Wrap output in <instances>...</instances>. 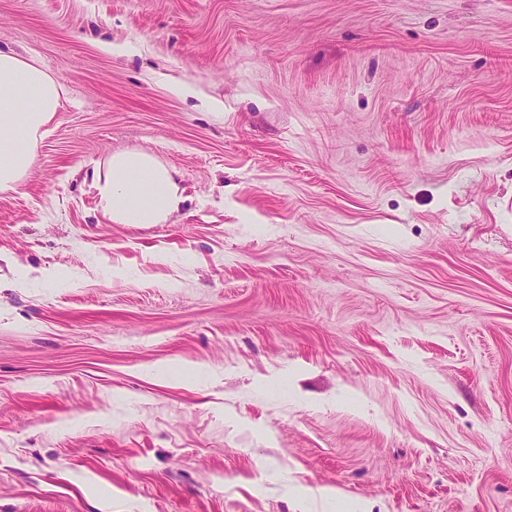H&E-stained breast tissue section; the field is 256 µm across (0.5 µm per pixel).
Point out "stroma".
<instances>
[{"mask_svg":"<svg viewBox=\"0 0 512 512\" xmlns=\"http://www.w3.org/2000/svg\"><path fill=\"white\" fill-rule=\"evenodd\" d=\"M66 88L0 194V512H512V0H0ZM144 151L181 211L115 224ZM92 187L115 224H166L184 200L177 172L143 151L112 154Z\"/></svg>","mask_w":512,"mask_h":512,"instance_id":"35a3bbf8","label":"stroma"}]
</instances>
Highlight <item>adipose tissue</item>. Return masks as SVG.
Wrapping results in <instances>:
<instances>
[{"instance_id":"adipose-tissue-1","label":"adipose tissue","mask_w":512,"mask_h":512,"mask_svg":"<svg viewBox=\"0 0 512 512\" xmlns=\"http://www.w3.org/2000/svg\"><path fill=\"white\" fill-rule=\"evenodd\" d=\"M63 94L35 58L0 52V193L23 184ZM92 187L116 224L168 223L183 201L176 171L143 151L112 154Z\"/></svg>"}]
</instances>
